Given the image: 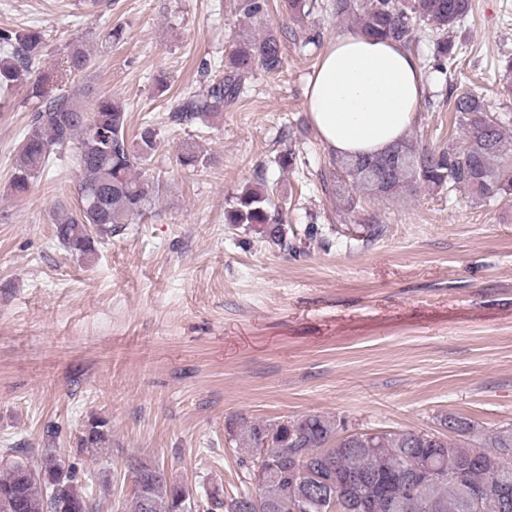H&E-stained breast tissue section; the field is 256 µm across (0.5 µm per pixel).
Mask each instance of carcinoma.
Instances as JSON below:
<instances>
[{"label": "carcinoma", "mask_w": 512, "mask_h": 512, "mask_svg": "<svg viewBox=\"0 0 512 512\" xmlns=\"http://www.w3.org/2000/svg\"><path fill=\"white\" fill-rule=\"evenodd\" d=\"M289 16L306 17L316 0H283ZM474 0H326L323 8L338 18H353L358 30L379 36L411 50L413 43L431 30V68L445 75L455 65L460 48L453 33L471 14ZM286 31L262 38L242 37L224 64V74L201 94H188L172 113L173 122L191 125L214 118L224 106L235 103L254 67L268 74L283 68ZM46 55L40 30H0V91L25 87L35 101L17 151L10 189L26 193L54 159L70 153L78 171L79 213L61 205L54 212V234L69 251L89 257L98 242L126 229L137 216L154 210L159 187L144 178L160 146V131L142 124L128 136L125 104L110 95L99 96L88 111L80 89L62 88L90 68V55L76 44L56 68H38ZM467 130L464 143L429 148L406 139L377 156L338 157L335 160L336 195L353 212L361 197L395 201L418 188L466 192L487 203L512 195V141L503 133L504 121L489 117L484 99L470 91H450L444 100ZM190 172L206 164L194 143L183 145L178 157ZM229 224H245L281 247L288 246L286 229L273 194L266 185L243 190L231 210ZM444 433L403 430L358 431L349 438L340 418L306 414L277 422H253L243 432L246 457L240 465L248 479L260 481L225 501L219 492L209 500L191 503L183 484L167 481L160 469L134 465L135 492L124 512H327L336 500V512H466L463 487L481 491L498 504L495 512H512V472L506 486L489 479L498 474L502 457L512 456V427L481 433L477 426L448 415ZM110 423L103 417L88 421L78 447L92 453L110 441ZM268 449L269 464L259 468L260 449ZM22 448L0 455V512H100L78 485L75 471L52 444L41 448V462L31 468ZM462 467V485L444 477L448 464ZM326 478L289 480L291 469ZM378 482L372 489L354 485L337 493L336 482L364 474Z\"/></svg>", "instance_id": "cac0c4a2"}]
</instances>
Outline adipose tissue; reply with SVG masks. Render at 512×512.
I'll list each match as a JSON object with an SVG mask.
<instances>
[{"label": "adipose tissue", "mask_w": 512, "mask_h": 512, "mask_svg": "<svg viewBox=\"0 0 512 512\" xmlns=\"http://www.w3.org/2000/svg\"><path fill=\"white\" fill-rule=\"evenodd\" d=\"M423 94L420 66L408 51L349 30L324 48L307 85L305 109L333 155L371 156L406 138Z\"/></svg>", "instance_id": "1"}]
</instances>
